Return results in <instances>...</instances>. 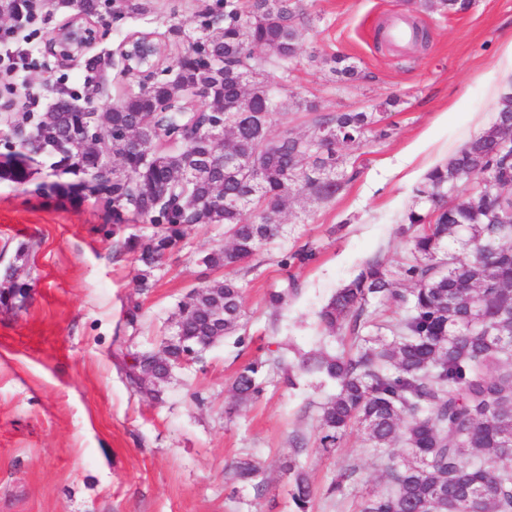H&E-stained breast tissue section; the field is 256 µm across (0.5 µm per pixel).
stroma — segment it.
Here are the masks:
<instances>
[{"label": "stroma", "instance_id": "1", "mask_svg": "<svg viewBox=\"0 0 512 512\" xmlns=\"http://www.w3.org/2000/svg\"><path fill=\"white\" fill-rule=\"evenodd\" d=\"M199 0H150L137 18L96 22L99 41L72 62L46 49L70 10L46 4L36 37L16 23L26 54L14 90L0 88V106L42 113L64 89L102 112L115 104L127 78L118 48L134 31L166 43L170 59L188 48ZM311 23L300 40L302 59L279 90L281 110L270 132L303 135L310 126L298 100L321 112H373L387 99L393 131L343 147L357 176L332 199L291 197L280 213L284 233L260 249L234 276L243 290L245 344L226 339L204 360L176 370L159 399L137 392L126 377L128 353L159 348L177 305L207 272L198 254L224 245L219 225L196 228L160 267L144 270L102 226L93 201L58 203L30 186L0 182V277L16 268L30 291L23 306L0 304V512H291L283 465L294 435L316 439L319 406L332 383L315 376L290 389L267 383L255 403L235 404L237 371L283 351L288 360L349 341L322 335L319 307L366 259L395 261L408 249L401 217L413 189L495 119L490 87L512 88V0H471L451 13L437 0H297ZM405 17L428 33L402 49L377 42L378 27ZM340 54L356 80L342 81L309 54ZM317 256L283 266L302 247ZM25 256H18L19 247ZM301 290L277 321L267 296L286 277ZM148 288H141V281ZM135 327L126 324L132 306ZM251 455L265 472L262 496L225 482L227 467ZM314 491V512H356L362 497L384 491L383 465L364 434L353 431L331 452L309 448L301 458ZM359 467L342 493L328 487L341 469Z\"/></svg>", "mask_w": 512, "mask_h": 512}]
</instances>
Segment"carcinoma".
Here are the masks:
<instances>
[{
  "instance_id": "carcinoma-1",
  "label": "carcinoma",
  "mask_w": 512,
  "mask_h": 512,
  "mask_svg": "<svg viewBox=\"0 0 512 512\" xmlns=\"http://www.w3.org/2000/svg\"><path fill=\"white\" fill-rule=\"evenodd\" d=\"M84 18H97L112 3L115 18L142 15L148 0H79ZM200 23L171 79L159 77L156 55L147 88L126 91L99 115V131L112 140V155L93 151L78 136L81 112L43 116L5 113L13 129L0 152V181L34 185L33 193L56 200L101 205L112 214V234L138 224L152 229L148 241L137 234L122 248L154 268L181 248L198 225L224 226L228 243L198 257L210 271L239 267L282 232L276 215L294 193L329 200L344 184L347 159L339 150L370 134L389 135L380 112H315L306 135H270L281 104L253 63L254 51L272 53L288 73L308 18L295 0H201ZM350 80L356 68L346 58L310 56ZM207 85V108H195L191 88ZM221 138L215 139L211 131ZM512 132V94H503L496 119L444 164L428 171L414 188L404 215L407 253L392 263L377 254L365 260L317 312L329 334L345 330L357 351H317L296 363L277 355L254 360L237 373L235 402L258 400L264 371L281 382L315 374L336 385L320 406V445L339 446L358 428L384 460L387 489L361 502L360 512H512V156L498 149ZM137 137L141 147L126 150ZM50 161L52 181H37L33 154ZM206 172L192 175L198 162ZM488 174L496 186L480 196L447 204L452 186ZM0 301H18L30 284L14 269L5 275ZM406 282L410 288H395ZM293 278L268 293L280 311L297 295ZM390 301L398 317L379 323L371 307ZM242 288L229 277L193 288L172 318L173 331L160 349L132 353L128 372L136 390L153 398L185 364L200 362L203 351L239 335L243 328ZM388 331V340L382 331ZM284 468L291 482L293 512H310L313 490L300 458L306 437L293 439ZM403 445L402 457L387 454ZM349 464L328 492L340 493L358 478ZM232 480L255 496L265 487L262 468L246 456L231 468Z\"/></svg>"
}]
</instances>
